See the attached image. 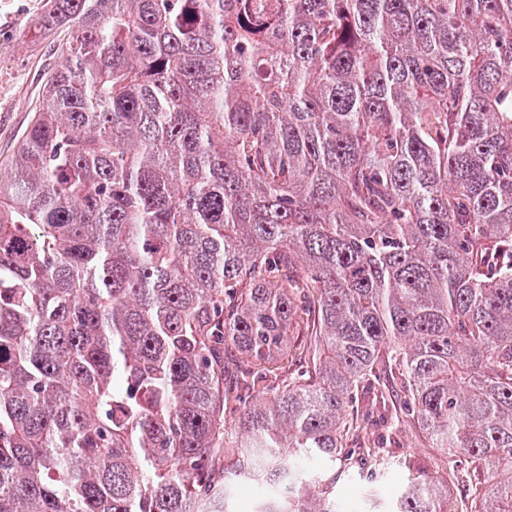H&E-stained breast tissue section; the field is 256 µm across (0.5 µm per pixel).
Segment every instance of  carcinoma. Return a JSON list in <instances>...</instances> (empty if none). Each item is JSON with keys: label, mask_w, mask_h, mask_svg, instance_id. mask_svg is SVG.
Returning a JSON list of instances; mask_svg holds the SVG:
<instances>
[{"label": "carcinoma", "mask_w": 512, "mask_h": 512, "mask_svg": "<svg viewBox=\"0 0 512 512\" xmlns=\"http://www.w3.org/2000/svg\"><path fill=\"white\" fill-rule=\"evenodd\" d=\"M0 163V512H345L357 393L512 512V0H48ZM305 368L282 382L294 322ZM391 507L448 512L430 478Z\"/></svg>", "instance_id": "obj_1"}]
</instances>
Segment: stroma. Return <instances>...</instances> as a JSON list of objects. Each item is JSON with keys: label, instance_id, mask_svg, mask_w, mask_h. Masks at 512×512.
<instances>
[{"label": "stroma", "instance_id": "obj_1", "mask_svg": "<svg viewBox=\"0 0 512 512\" xmlns=\"http://www.w3.org/2000/svg\"><path fill=\"white\" fill-rule=\"evenodd\" d=\"M46 0H0V162L14 153L38 107L48 71L59 63V35L40 28ZM382 443L384 465L368 456L366 443ZM352 460L337 464L336 490L346 493L357 483L401 482L409 474L448 481L449 512H461L475 475L448 477V456L430 447L421 431L382 422L361 427L353 441Z\"/></svg>", "mask_w": 512, "mask_h": 512}]
</instances>
